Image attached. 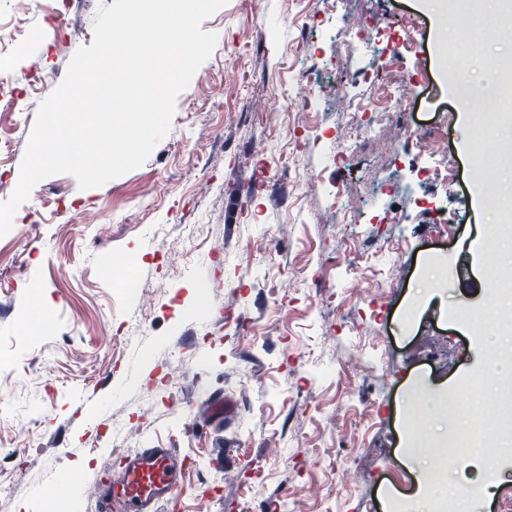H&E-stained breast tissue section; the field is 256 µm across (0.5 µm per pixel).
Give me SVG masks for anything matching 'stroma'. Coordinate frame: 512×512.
Segmentation results:
<instances>
[{
    "instance_id": "stroma-1",
    "label": "stroma",
    "mask_w": 512,
    "mask_h": 512,
    "mask_svg": "<svg viewBox=\"0 0 512 512\" xmlns=\"http://www.w3.org/2000/svg\"><path fill=\"white\" fill-rule=\"evenodd\" d=\"M112 2L31 0L19 15L0 0V92L15 103L0 112V203L19 183L42 85L62 82ZM448 14L415 0H228L202 23L217 44L142 166L99 188L69 174L34 186L0 237V512H49L42 489L60 475L77 485L58 512H99L105 474L145 444L186 457L159 512H278L285 492L297 512H406L429 474L481 479L405 452L447 433L449 390L465 414L512 385V363L488 370L489 336L457 319L512 308L497 292L512 271V201L473 160L471 129L499 94L466 110L453 96L448 48L464 28ZM357 25L367 46L349 62ZM302 71L389 78L412 92L413 119L373 138L341 125L342 99L283 107ZM433 134L444 156L427 149ZM442 164L455 181L432 178ZM360 181L379 201L340 223L334 201ZM88 210L107 232L83 223ZM123 262L149 302L120 286ZM360 354L374 362L361 374ZM478 376L483 389H469ZM211 395L237 403L233 421L202 417ZM344 469L352 485H339Z\"/></svg>"
}]
</instances>
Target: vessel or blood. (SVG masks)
Returning <instances> with one entry per match:
<instances>
[{"label":"vessel or blood","instance_id":"vessel-or-blood-1","mask_svg":"<svg viewBox=\"0 0 512 512\" xmlns=\"http://www.w3.org/2000/svg\"><path fill=\"white\" fill-rule=\"evenodd\" d=\"M180 458L173 448H142L127 457L101 501L102 512H158L177 489Z\"/></svg>","mask_w":512,"mask_h":512}]
</instances>
